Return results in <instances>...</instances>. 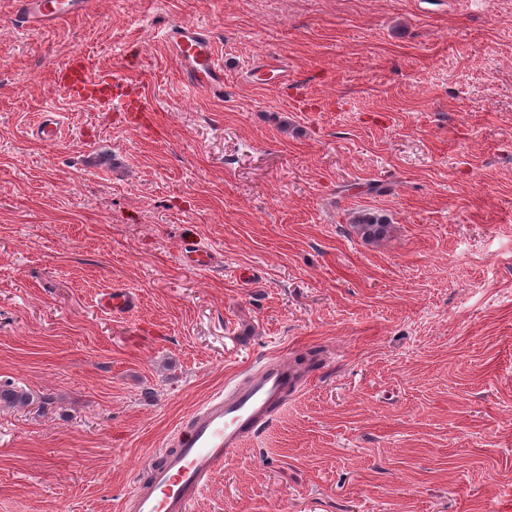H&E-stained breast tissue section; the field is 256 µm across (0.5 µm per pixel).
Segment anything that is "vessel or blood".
Wrapping results in <instances>:
<instances>
[{
	"label": "vessel or blood",
	"mask_w": 512,
	"mask_h": 512,
	"mask_svg": "<svg viewBox=\"0 0 512 512\" xmlns=\"http://www.w3.org/2000/svg\"><path fill=\"white\" fill-rule=\"evenodd\" d=\"M88 0H17L16 18L26 29L54 26L79 13ZM163 37L179 60L183 78L194 91L211 97L224 93V66L216 57L211 36L189 23L168 24ZM64 92L121 112H145L149 103L139 86L119 72H93L89 60L64 61L55 68ZM134 298L116 288L106 294L102 306L115 315L129 313ZM306 379L299 365L274 360L261 365L231 388L213 395L195 409L180 432L176 447L159 451L144 468L145 482L130 496L131 512H189L191 503L213 471L260 434L281 409L288 393L300 389Z\"/></svg>",
	"instance_id": "vessel-or-blood-1"
}]
</instances>
